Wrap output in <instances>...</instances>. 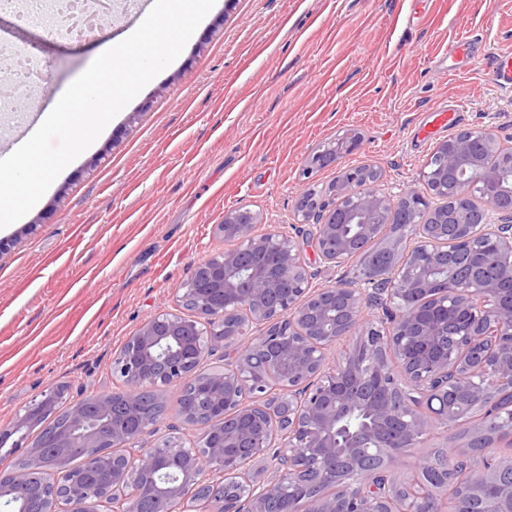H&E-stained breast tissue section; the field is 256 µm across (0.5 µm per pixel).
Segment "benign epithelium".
I'll use <instances>...</instances> for the list:
<instances>
[{"label":"benign epithelium","instance_id":"1","mask_svg":"<svg viewBox=\"0 0 512 512\" xmlns=\"http://www.w3.org/2000/svg\"><path fill=\"white\" fill-rule=\"evenodd\" d=\"M351 131L308 158L306 174L353 151ZM489 155L512 157V144L491 127L460 132L431 152L434 165L423 180L437 190L425 205L410 187L413 223L402 235L385 218L394 210L372 166L343 171L337 200L317 201L313 211L296 209L300 224H313L314 248L336 268L379 250L388 257L369 266L349 285L321 287L289 233L261 229L260 212L224 213L216 231L236 247L196 266L180 287L177 302L193 315L161 311L146 320L112 363L122 379L119 392L64 404L66 390L52 386L0 430V447L26 446L27 464L0 478V501L11 503L27 486L31 468L44 466L51 482L40 490L39 512H59L67 497L88 495L111 501V512H128L139 498L141 476L155 474L152 487L169 505L186 512L187 485L224 491L225 512H512V457L492 447L512 446V187H501V168ZM461 178L448 184V174ZM479 224L448 211V194L469 198L480 186ZM272 249L270 268L237 275L242 255ZM257 329L259 335H249ZM355 340L358 350L344 361L335 351ZM234 347L224 369L206 376L212 403L224 409V424L207 409L182 410L195 431L186 445L159 434L160 413L142 410L151 391L163 406L170 384L197 378L205 354ZM263 351L277 368L278 391L266 390L265 369L248 350ZM42 428L34 438L27 429ZM460 427L445 459L421 456L411 476L393 480L366 448L402 457L438 433ZM158 434L157 447H134L144 433ZM69 448H98L107 475L88 492L66 463ZM464 462L465 484L453 502L447 492L448 465ZM273 465L267 474L266 464ZM224 474L207 482L206 471ZM428 472L442 475L424 484Z\"/></svg>","mask_w":512,"mask_h":512}]
</instances>
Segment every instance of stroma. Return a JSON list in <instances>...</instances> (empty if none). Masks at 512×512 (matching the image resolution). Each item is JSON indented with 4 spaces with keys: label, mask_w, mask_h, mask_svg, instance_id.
Masks as SVG:
<instances>
[{
    "label": "stroma",
    "mask_w": 512,
    "mask_h": 512,
    "mask_svg": "<svg viewBox=\"0 0 512 512\" xmlns=\"http://www.w3.org/2000/svg\"><path fill=\"white\" fill-rule=\"evenodd\" d=\"M115 18L90 43L46 39L0 13V43L34 52L46 100L96 49L142 15ZM478 57L449 71L450 42ZM512 52V0H216L179 57L149 82L0 238V429L43 390L70 400L121 386L112 360L146 319L177 308L195 265L228 249L215 230L247 207L288 230L294 204L346 168L381 170L383 192L422 183L443 107L454 132L490 126L512 142V85L489 57ZM30 96L0 114V158L32 132ZM357 131L359 146L305 174L319 147Z\"/></svg>",
    "instance_id": "stroma-1"
}]
</instances>
